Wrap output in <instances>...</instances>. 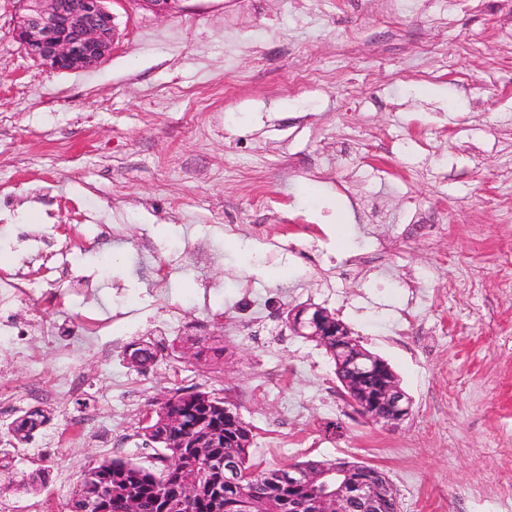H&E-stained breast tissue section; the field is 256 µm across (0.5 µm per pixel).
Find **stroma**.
Instances as JSON below:
<instances>
[{
  "mask_svg": "<svg viewBox=\"0 0 512 512\" xmlns=\"http://www.w3.org/2000/svg\"><path fill=\"white\" fill-rule=\"evenodd\" d=\"M18 8L0 0V272L24 258L41 277L33 239L71 243L75 285L16 316L77 344L112 325L75 362L0 345V381L86 383L36 397L55 451L19 446L13 472L53 477L0 490V512H63L105 458L148 465L145 406L195 388L236 402L259 468L364 461L400 512H512V0H112L111 55L74 72L24 54ZM196 237L167 272L168 245ZM355 255L376 283L338 273ZM306 303L391 366L412 399L398 427L352 414L324 349L283 326ZM144 340L159 359L140 372L124 352Z\"/></svg>",
  "mask_w": 512,
  "mask_h": 512,
  "instance_id": "1",
  "label": "stroma"
}]
</instances>
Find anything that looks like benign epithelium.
<instances>
[{"label": "benign epithelium", "mask_w": 512, "mask_h": 512, "mask_svg": "<svg viewBox=\"0 0 512 512\" xmlns=\"http://www.w3.org/2000/svg\"><path fill=\"white\" fill-rule=\"evenodd\" d=\"M22 4L14 38L36 63L56 71H77L95 67L112 50L115 16L107 0H18ZM286 328L298 336L319 341L324 336H346L342 324L319 306L303 305L288 311ZM336 371L343 383L354 380L365 388L363 397L346 396L355 413L385 426L395 427L411 413L412 399L399 388L370 382L390 371L378 357L351 355L336 357ZM206 468L224 473V483L243 485L247 475L234 460L209 455ZM308 488L307 495L294 504V512H379L378 503L387 482L367 463L350 465L336 461L322 465L319 482L311 481L304 464H290L276 479ZM84 498V512H102L103 492L89 493L78 485ZM159 512H182L188 501L179 494L158 498Z\"/></svg>", "instance_id": "obj_1"}]
</instances>
